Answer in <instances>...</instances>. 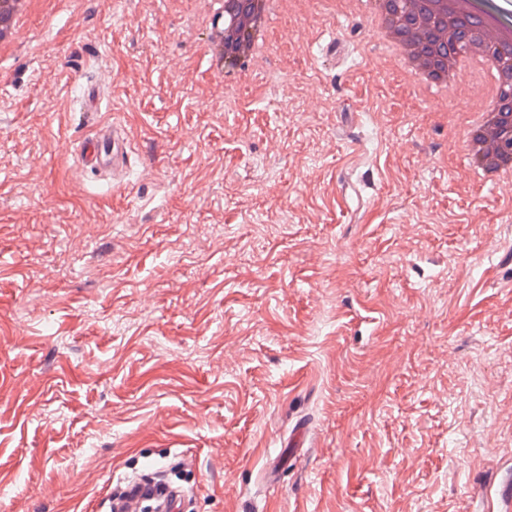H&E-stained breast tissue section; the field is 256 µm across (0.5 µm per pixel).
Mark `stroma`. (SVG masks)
I'll use <instances>...</instances> for the list:
<instances>
[{
    "instance_id": "stroma-1",
    "label": "stroma",
    "mask_w": 512,
    "mask_h": 512,
    "mask_svg": "<svg viewBox=\"0 0 512 512\" xmlns=\"http://www.w3.org/2000/svg\"><path fill=\"white\" fill-rule=\"evenodd\" d=\"M295 8L219 72L205 0H61L0 52V512L187 454L195 512H506L512 190L364 14ZM94 79L119 188L75 152ZM101 94L99 86L92 81L83 84L80 96L76 100V112H81L83 115L95 117L97 112H100Z\"/></svg>"
}]
</instances>
